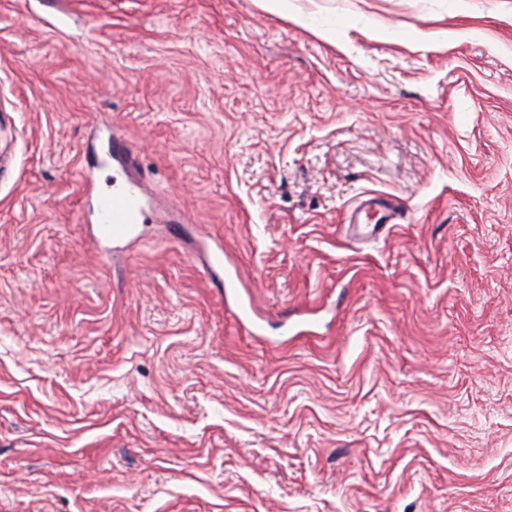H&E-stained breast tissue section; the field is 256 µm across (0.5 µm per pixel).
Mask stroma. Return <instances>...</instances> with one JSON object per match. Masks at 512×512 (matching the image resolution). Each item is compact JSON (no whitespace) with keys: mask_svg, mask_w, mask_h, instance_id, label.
<instances>
[{"mask_svg":"<svg viewBox=\"0 0 512 512\" xmlns=\"http://www.w3.org/2000/svg\"><path fill=\"white\" fill-rule=\"evenodd\" d=\"M293 5L0 0V512H512V0ZM268 10L272 13L284 16L286 18L289 17L294 23L301 26L309 25V17L310 13H306L303 11H293L290 8L291 0H262ZM140 182L122 181L112 195L101 198L96 206L99 235L113 240H129L139 224H146L148 214L141 195Z\"/></svg>","mask_w":512,"mask_h":512,"instance_id":"1","label":"stroma"}]
</instances>
